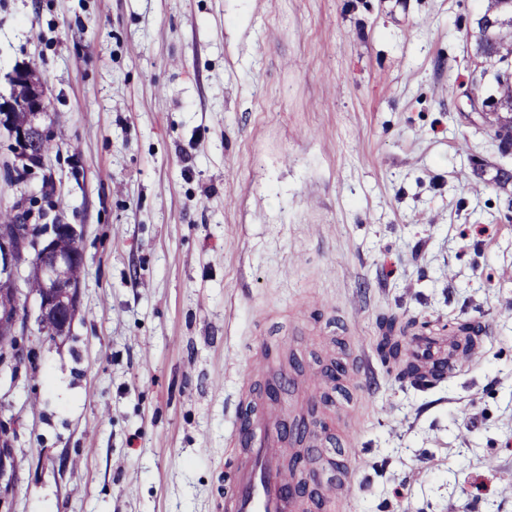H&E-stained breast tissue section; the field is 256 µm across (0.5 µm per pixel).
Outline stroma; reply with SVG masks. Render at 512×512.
<instances>
[{"instance_id": "stroma-1", "label": "stroma", "mask_w": 512, "mask_h": 512, "mask_svg": "<svg viewBox=\"0 0 512 512\" xmlns=\"http://www.w3.org/2000/svg\"><path fill=\"white\" fill-rule=\"evenodd\" d=\"M487 5L0 0V102L35 70L53 143L6 177L0 125V214L75 225L84 256L69 335L27 295L0 368L14 512H220L262 340L359 414L320 512H512V151L464 95ZM393 315L478 324L481 353L398 381ZM397 321L395 317L385 319L381 323V329L384 331V336H381V341L378 343V352L381 349H387L385 354H380L384 363H394L399 365V378L406 379L412 375V368L406 364L405 349L402 343L403 336H394L396 331Z\"/></svg>"}]
</instances>
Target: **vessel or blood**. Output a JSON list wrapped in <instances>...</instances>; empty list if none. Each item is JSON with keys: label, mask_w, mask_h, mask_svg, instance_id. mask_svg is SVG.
Instances as JSON below:
<instances>
[{"label": "vessel or blood", "mask_w": 512, "mask_h": 512, "mask_svg": "<svg viewBox=\"0 0 512 512\" xmlns=\"http://www.w3.org/2000/svg\"><path fill=\"white\" fill-rule=\"evenodd\" d=\"M409 357L425 383L454 377L459 361L443 357L425 336L409 341ZM266 374V388L288 387L293 395L287 419H280L268 397L244 395L237 405L233 442L239 450L232 470L224 479V512H293L304 491L294 475L282 464L287 448L297 445L295 432L286 431L285 422L308 426L321 424L314 378H294L283 362V353L259 343L250 347L241 374L243 385H251Z\"/></svg>", "instance_id": "b4317fda"}]
</instances>
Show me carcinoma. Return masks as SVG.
Returning <instances> with one entry per match:
<instances>
[{
    "label": "carcinoma",
    "instance_id": "1",
    "mask_svg": "<svg viewBox=\"0 0 512 512\" xmlns=\"http://www.w3.org/2000/svg\"><path fill=\"white\" fill-rule=\"evenodd\" d=\"M476 56L484 59L490 66L503 65L512 61V5L507 0H490L489 5L476 20L474 31ZM495 87L491 91L484 88L480 80L471 82L472 94L477 98H490L496 101L495 134L505 139L512 138V73L496 71ZM384 331L378 349L385 350L381 355L383 362L400 366L399 378L412 375V368L406 364L402 337L394 332H404L397 327L396 318L390 317L381 323Z\"/></svg>",
    "mask_w": 512,
    "mask_h": 512
}]
</instances>
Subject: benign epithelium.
Returning a JSON list of instances; mask_svg holds the SVG:
<instances>
[{
    "instance_id": "7a95c632",
    "label": "benign epithelium",
    "mask_w": 512,
    "mask_h": 512,
    "mask_svg": "<svg viewBox=\"0 0 512 512\" xmlns=\"http://www.w3.org/2000/svg\"><path fill=\"white\" fill-rule=\"evenodd\" d=\"M49 113L44 97L38 94L29 99L21 121L9 124L14 140L16 158L25 169L41 163L39 151L41 138L46 134L45 122ZM62 236L74 240L80 231L73 224H17L12 228H0V284L10 287L0 290V359L10 348L19 324V315L11 306L20 300L22 288L19 280L37 278L41 283L39 300L40 320L53 316L59 324V335H66L79 307L80 283L69 280L64 271L78 255L59 244ZM28 265L26 276H21V265ZM14 472L10 448L0 439V512H12L13 482L4 481L7 473Z\"/></svg>"
}]
</instances>
